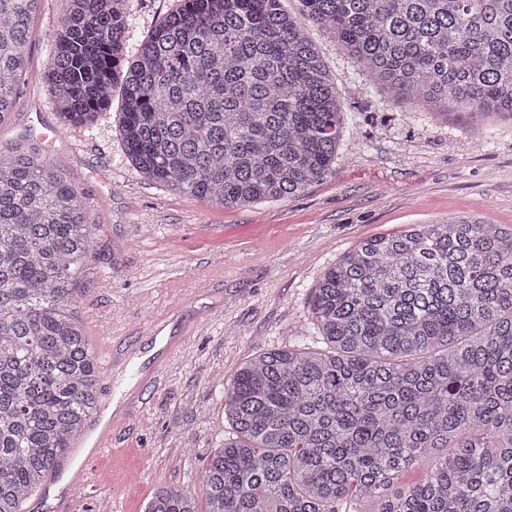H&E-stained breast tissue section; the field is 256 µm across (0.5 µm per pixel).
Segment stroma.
<instances>
[{
	"mask_svg": "<svg viewBox=\"0 0 512 512\" xmlns=\"http://www.w3.org/2000/svg\"><path fill=\"white\" fill-rule=\"evenodd\" d=\"M281 4L336 84L342 140L331 172L299 195L227 207L186 198L131 165L118 131L120 88L93 125L64 122L44 78L63 2L40 0L30 68L0 124V152L41 153L87 201L94 247L69 313L92 349L107 344L134 362L157 347L154 322L190 324L70 512H98L105 500L116 512H143L159 488H197L209 458L234 435L225 384L263 352L316 346L309 293L357 242L463 212L512 225L511 120L487 116L493 136L484 143L455 116L405 104L313 24L301 0ZM176 6L128 0L130 45ZM50 126L60 132L52 141Z\"/></svg>",
	"mask_w": 512,
	"mask_h": 512,
	"instance_id": "obj_1",
	"label": "stroma"
}]
</instances>
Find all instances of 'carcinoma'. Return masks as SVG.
<instances>
[{"label":"carcinoma","instance_id":"1","mask_svg":"<svg viewBox=\"0 0 512 512\" xmlns=\"http://www.w3.org/2000/svg\"><path fill=\"white\" fill-rule=\"evenodd\" d=\"M46 74L64 119L124 98L132 165L188 198L284 199L331 170L343 112L280 0H181L124 64L121 0H65ZM359 67L473 131L512 118V0H302ZM39 0H0V122ZM86 203L36 154L0 153V512L58 469L98 402L67 313L93 243ZM323 349L263 352L224 387L235 437L195 491L145 512H512V227L414 224L348 250L312 289ZM422 458L432 468L399 488Z\"/></svg>","mask_w":512,"mask_h":512}]
</instances>
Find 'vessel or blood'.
I'll list each match as a JSON object with an SVG mask.
<instances>
[{"mask_svg":"<svg viewBox=\"0 0 512 512\" xmlns=\"http://www.w3.org/2000/svg\"><path fill=\"white\" fill-rule=\"evenodd\" d=\"M180 342L179 337H167L161 348L147 361L141 363L131 373V381L119 400L105 398L90 417L86 431L74 446L77 456L83 457L84 463L77 468L61 467L56 480L44 491V498L54 503L52 512H67L76 490L88 489L92 485V477L85 466L86 461L104 454L112 446V435L120 422L125 418L134 399L148 383L155 381L162 364L169 353Z\"/></svg>","mask_w":512,"mask_h":512,"instance_id":"1","label":"vessel or blood"}]
</instances>
